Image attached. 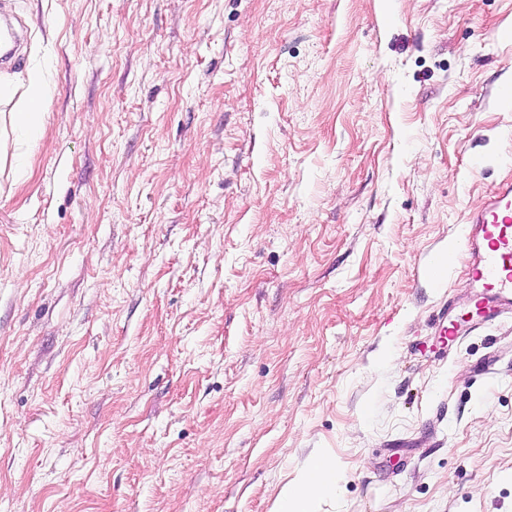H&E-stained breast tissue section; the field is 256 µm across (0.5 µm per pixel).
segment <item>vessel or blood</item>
<instances>
[{
  "mask_svg": "<svg viewBox=\"0 0 512 512\" xmlns=\"http://www.w3.org/2000/svg\"><path fill=\"white\" fill-rule=\"evenodd\" d=\"M463 248L477 292V316L512 313V180L473 207L466 218Z\"/></svg>",
  "mask_w": 512,
  "mask_h": 512,
  "instance_id": "1",
  "label": "vessel or blood"
}]
</instances>
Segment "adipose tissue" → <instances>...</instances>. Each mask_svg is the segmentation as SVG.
I'll use <instances>...</instances> for the list:
<instances>
[{
	"instance_id": "1",
	"label": "adipose tissue",
	"mask_w": 512,
	"mask_h": 512,
	"mask_svg": "<svg viewBox=\"0 0 512 512\" xmlns=\"http://www.w3.org/2000/svg\"><path fill=\"white\" fill-rule=\"evenodd\" d=\"M336 483L335 465L325 457H316L296 483L281 492L274 512H312L311 502L335 495Z\"/></svg>"
}]
</instances>
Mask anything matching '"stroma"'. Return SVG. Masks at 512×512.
Listing matches in <instances>:
<instances>
[{
  "label": "stroma",
  "instance_id": "1",
  "mask_svg": "<svg viewBox=\"0 0 512 512\" xmlns=\"http://www.w3.org/2000/svg\"><path fill=\"white\" fill-rule=\"evenodd\" d=\"M0 512H512V0H0ZM41 100L37 94L32 95L29 99L27 112H11V122L14 130L34 140L40 133L41 128L36 121V116L40 112ZM463 248L468 275L480 290L474 296L479 317L512 312V180L473 207L466 218ZM336 466L322 455L314 458L294 485L285 488L278 497L274 512H312L316 498L336 494Z\"/></svg>",
  "mask_w": 512,
  "mask_h": 512
}]
</instances>
